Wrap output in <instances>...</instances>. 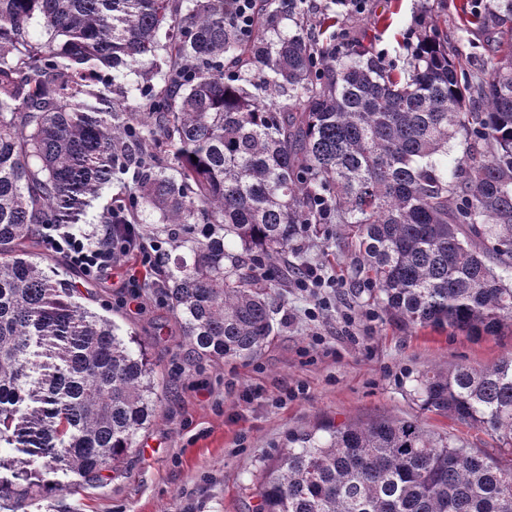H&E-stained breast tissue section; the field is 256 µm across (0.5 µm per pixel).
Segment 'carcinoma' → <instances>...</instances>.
Returning a JSON list of instances; mask_svg holds the SVG:
<instances>
[{
  "label": "carcinoma",
  "instance_id": "cac0c4a2",
  "mask_svg": "<svg viewBox=\"0 0 512 512\" xmlns=\"http://www.w3.org/2000/svg\"><path fill=\"white\" fill-rule=\"evenodd\" d=\"M256 3L245 36L232 0H0V512L100 483L156 418L133 337L35 260L127 175L126 212L181 250L159 288L199 358L261 349L280 303L256 272L302 276L320 224L388 316L512 325V26L488 61L436 26L384 65L330 14L305 28L304 0ZM418 394L512 450V356ZM255 512H512V466L413 420L329 426L264 465Z\"/></svg>",
  "mask_w": 512,
  "mask_h": 512
}]
</instances>
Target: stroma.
<instances>
[{
    "label": "stroma",
    "instance_id": "35a3bbf8",
    "mask_svg": "<svg viewBox=\"0 0 512 512\" xmlns=\"http://www.w3.org/2000/svg\"><path fill=\"white\" fill-rule=\"evenodd\" d=\"M460 0H366L363 12L308 0V19L335 10L348 38L386 57L402 56L423 24L447 23L462 51L483 45L489 27L461 25ZM322 287H282L280 328L253 358L189 357L172 312L157 289L131 299L120 274L144 276L137 256L120 272L70 279L85 304L134 336L164 382L158 415L142 430L119 472L76 493L54 491L21 512H252L260 467L290 434L323 425L412 419L433 435L450 434L511 466L512 455L479 428L421 405L417 381L436 366L483 367L512 356V327L476 338L388 318L367 293L353 289L350 261L332 248L308 253Z\"/></svg>",
    "mask_w": 512,
    "mask_h": 512
}]
</instances>
